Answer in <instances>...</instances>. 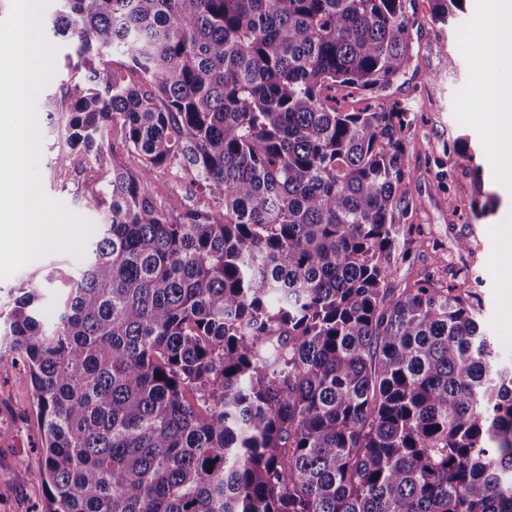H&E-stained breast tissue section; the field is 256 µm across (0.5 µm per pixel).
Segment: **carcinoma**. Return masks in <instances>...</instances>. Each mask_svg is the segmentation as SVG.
I'll return each mask as SVG.
<instances>
[{"mask_svg": "<svg viewBox=\"0 0 512 512\" xmlns=\"http://www.w3.org/2000/svg\"><path fill=\"white\" fill-rule=\"evenodd\" d=\"M56 2L82 72L44 108L110 177L56 314L36 288L0 311L44 512H512V365L481 296L391 288L418 206L414 112L382 99L407 0ZM110 124L140 166L106 158ZM174 166L209 203L144 193Z\"/></svg>", "mask_w": 512, "mask_h": 512, "instance_id": "1", "label": "carcinoma"}]
</instances>
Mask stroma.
Returning <instances> with one entry per match:
<instances>
[{
    "label": "stroma",
    "mask_w": 512,
    "mask_h": 512,
    "mask_svg": "<svg viewBox=\"0 0 512 512\" xmlns=\"http://www.w3.org/2000/svg\"><path fill=\"white\" fill-rule=\"evenodd\" d=\"M483 6L484 0H465L463 12L444 24L434 20L430 0H413L408 12L412 59L383 96L416 109L407 131L406 166L412 173L407 190L419 203L410 218L418 238L398 261L392 283L402 289L428 274L444 280L452 269L476 270L485 332L498 361L512 364V249L502 246L512 239V192L501 182L500 163L490 158L482 116L491 75L478 66L469 43ZM38 124L45 193L91 223L92 236H99L104 214L88 200L104 188L101 168L79 151L71 166H53L61 143L46 112H39ZM461 140L468 146L465 160L453 150ZM146 189L160 204L176 190L185 207L204 202L174 169L156 171ZM460 238L470 240L472 252L457 251ZM80 261L68 250L46 253L0 277V302H8L11 290L40 284L50 273L65 283ZM42 462L30 375L21 357L8 355L0 359V512H42L45 492L35 478Z\"/></svg>",
    "instance_id": "obj_1"
}]
</instances>
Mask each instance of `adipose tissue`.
<instances>
[{
  "mask_svg": "<svg viewBox=\"0 0 512 512\" xmlns=\"http://www.w3.org/2000/svg\"><path fill=\"white\" fill-rule=\"evenodd\" d=\"M484 59L492 73L486 131L491 158H512V71L502 68L512 57V0H492L489 15L480 17Z\"/></svg>",
  "mask_w": 512,
  "mask_h": 512,
  "instance_id": "ef3b65f1",
  "label": "adipose tissue"
}]
</instances>
